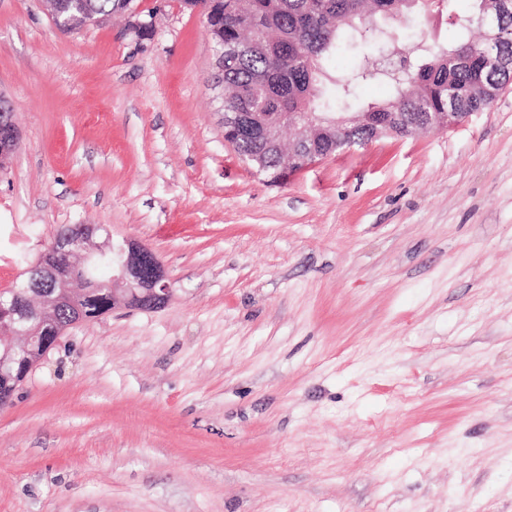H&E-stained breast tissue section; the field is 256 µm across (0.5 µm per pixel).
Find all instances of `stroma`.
Masks as SVG:
<instances>
[{
	"mask_svg": "<svg viewBox=\"0 0 512 512\" xmlns=\"http://www.w3.org/2000/svg\"><path fill=\"white\" fill-rule=\"evenodd\" d=\"M71 32L0 0V290L104 224L170 298L71 325L0 407V512H512V87L273 184L202 15ZM471 0L401 17L447 43ZM0 169H2L12 155L17 139L18 131L13 120L10 107L0 95Z\"/></svg>",
	"mask_w": 512,
	"mask_h": 512,
	"instance_id": "stroma-1",
	"label": "stroma"
}]
</instances>
